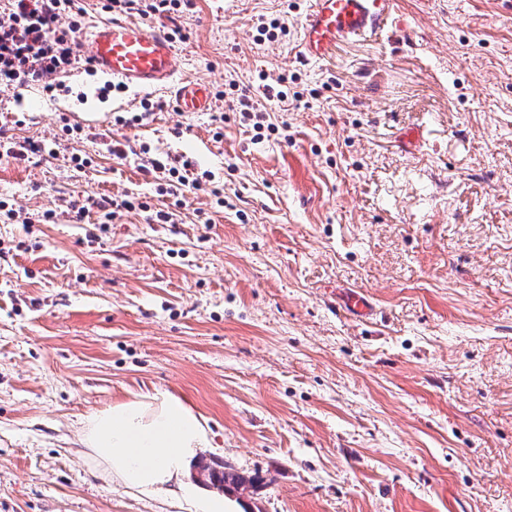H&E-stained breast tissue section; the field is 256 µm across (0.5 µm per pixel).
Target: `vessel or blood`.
I'll use <instances>...</instances> for the list:
<instances>
[{
    "mask_svg": "<svg viewBox=\"0 0 512 512\" xmlns=\"http://www.w3.org/2000/svg\"><path fill=\"white\" fill-rule=\"evenodd\" d=\"M397 0H312L300 36L297 57L320 61L353 37L375 34L393 20ZM92 67L121 88L153 89L168 84L179 67L167 33L149 31L134 21L115 18L98 24L87 44ZM173 98L180 112H202L210 105V87L184 79Z\"/></svg>",
    "mask_w": 512,
    "mask_h": 512,
    "instance_id": "obj_1",
    "label": "vessel or blood"
}]
</instances>
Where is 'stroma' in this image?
I'll use <instances>...</instances> for the list:
<instances>
[{
	"label": "stroma",
	"instance_id": "35a3bbf8",
	"mask_svg": "<svg viewBox=\"0 0 512 512\" xmlns=\"http://www.w3.org/2000/svg\"><path fill=\"white\" fill-rule=\"evenodd\" d=\"M222 2L175 43L224 94L208 111L98 98L82 64L0 91V125L45 145L0 158V512H188L81 445L86 417L159 393L202 417L204 459L262 476L228 512H512V0H400L318 62L295 55L311 0ZM274 17L287 34L261 36ZM241 89L265 128L231 111ZM115 140L192 158L223 201L159 195Z\"/></svg>",
	"mask_w": 512,
	"mask_h": 512
}]
</instances>
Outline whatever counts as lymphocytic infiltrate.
I'll return each instance as SVG.
<instances>
[{"label": "lymphocytic infiltrate", "mask_w": 512, "mask_h": 512, "mask_svg": "<svg viewBox=\"0 0 512 512\" xmlns=\"http://www.w3.org/2000/svg\"><path fill=\"white\" fill-rule=\"evenodd\" d=\"M192 0H103L105 12L136 14L145 19L171 18L180 8H192ZM6 18H0V87H25L63 73L78 64L80 21L74 0H7ZM69 24H62L63 15ZM139 168L147 176H164L162 194L178 197L189 189H201L193 161L150 156L141 147Z\"/></svg>", "instance_id": "f902f5d3"}]
</instances>
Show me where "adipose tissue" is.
Instances as JSON below:
<instances>
[{
  "label": "adipose tissue",
  "instance_id": "adipose-tissue-1",
  "mask_svg": "<svg viewBox=\"0 0 512 512\" xmlns=\"http://www.w3.org/2000/svg\"><path fill=\"white\" fill-rule=\"evenodd\" d=\"M83 441L103 474L151 496L167 492L193 512H224L221 496H200L186 480L190 464L210 447L209 432L183 400L143 395L90 415Z\"/></svg>",
  "mask_w": 512,
  "mask_h": 512
}]
</instances>
